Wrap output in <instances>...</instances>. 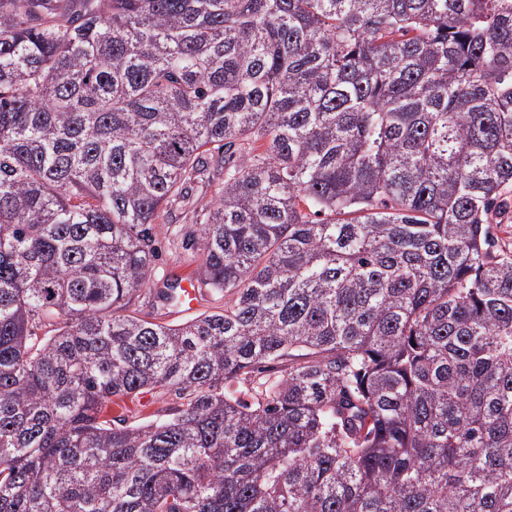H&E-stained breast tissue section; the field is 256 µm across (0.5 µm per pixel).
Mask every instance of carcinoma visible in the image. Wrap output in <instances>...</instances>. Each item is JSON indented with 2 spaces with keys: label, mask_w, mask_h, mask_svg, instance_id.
I'll return each mask as SVG.
<instances>
[{
  "label": "carcinoma",
  "mask_w": 512,
  "mask_h": 512,
  "mask_svg": "<svg viewBox=\"0 0 512 512\" xmlns=\"http://www.w3.org/2000/svg\"><path fill=\"white\" fill-rule=\"evenodd\" d=\"M510 191L512 0H0V512H512ZM215 186L216 183L209 188L204 187L203 190L194 188L189 205L173 206L170 210L171 214L165 213L162 219L153 225L152 233L158 248V257L152 264L147 288H152L154 291L163 289V283L167 278L181 277L178 305L187 312L175 314L177 310L172 306L160 308L159 305L158 308L153 309L144 305L139 309L142 310V316L146 319L179 324L201 312L212 310V307L219 306L211 299L207 288L200 284L206 291L205 300L201 304L202 290L199 283L191 278H182L183 276L197 278L202 241L197 232H194L196 229L194 210L199 211L201 205L214 195ZM196 307L198 308L195 309ZM507 203L508 209L504 215V223L492 225V232L494 233L496 242V247L493 248L495 252L497 250L512 251V195H509ZM176 401L174 393H144L134 401L112 405V416L125 417L128 423H147L164 414L165 408Z\"/></svg>",
  "instance_id": "obj_1"
}]
</instances>
